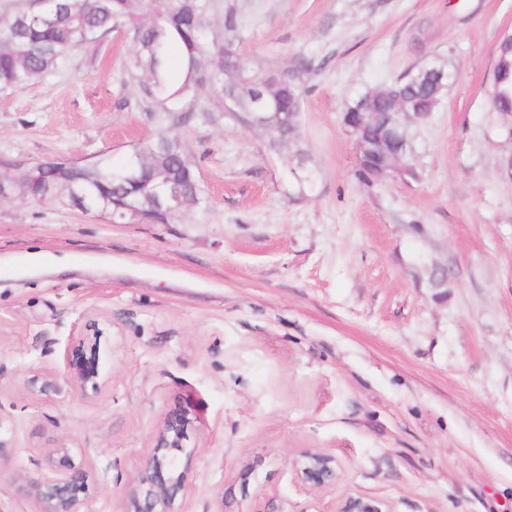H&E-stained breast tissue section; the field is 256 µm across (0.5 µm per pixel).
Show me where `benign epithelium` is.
Listing matches in <instances>:
<instances>
[{
    "instance_id": "benign-epithelium-1",
    "label": "benign epithelium",
    "mask_w": 512,
    "mask_h": 512,
    "mask_svg": "<svg viewBox=\"0 0 512 512\" xmlns=\"http://www.w3.org/2000/svg\"><path fill=\"white\" fill-rule=\"evenodd\" d=\"M371 118L370 113L354 110L346 113L344 125L355 136L357 158L374 147L358 137L359 128ZM101 330L73 338L65 352L62 372L35 369L23 384L32 396H67L100 391L106 384L100 364L97 337ZM197 417L186 409L167 413L155 436L151 453L138 473L135 489L128 496L123 512H175V503L190 489V460L193 451L186 450L190 432ZM299 480L313 486H333L339 480L335 458L317 452H304L295 463ZM93 485L90 470L73 462V448L64 444L45 450L41 470L36 478L26 480L21 490L42 505V512H83L82 507ZM336 512H384L381 503L361 496L345 497Z\"/></svg>"
}]
</instances>
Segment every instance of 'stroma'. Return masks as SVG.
<instances>
[{
  "label": "stroma",
  "mask_w": 512,
  "mask_h": 512,
  "mask_svg": "<svg viewBox=\"0 0 512 512\" xmlns=\"http://www.w3.org/2000/svg\"><path fill=\"white\" fill-rule=\"evenodd\" d=\"M234 7L236 51L261 74L305 56L301 138L225 116L210 89L178 130L206 198L171 224L0 202V512L45 448L65 443L94 484L83 512H122L165 414L201 405L177 512H512V138L491 110L512 0H211ZM115 31L0 87V159L119 161L155 125ZM435 61L438 105L407 132L411 173L357 178L347 107ZM442 274L444 287L431 285ZM97 324L99 393L35 398L29 369H63ZM336 458L331 487L297 480ZM299 480L313 486H333L339 480L335 458L317 452H303L295 463ZM336 512H384L381 503L361 495L345 497Z\"/></svg>",
  "instance_id": "stroma-1"
}]
</instances>
